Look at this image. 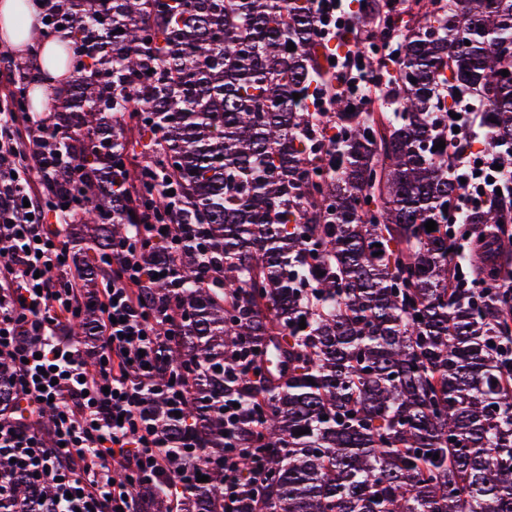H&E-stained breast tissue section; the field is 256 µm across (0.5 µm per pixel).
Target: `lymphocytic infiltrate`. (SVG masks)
I'll list each match as a JSON object with an SVG mask.
<instances>
[{
	"label": "lymphocytic infiltrate",
	"mask_w": 512,
	"mask_h": 512,
	"mask_svg": "<svg viewBox=\"0 0 512 512\" xmlns=\"http://www.w3.org/2000/svg\"><path fill=\"white\" fill-rule=\"evenodd\" d=\"M449 127L471 140L453 154V174L463 182L449 220L487 204L497 191L512 190V171L495 167L493 150L483 148V102L455 100ZM18 113H0V364L14 403L0 409V512L18 477H36L51 486L53 512H137L143 485L163 489L176 500L197 487L193 462L174 467L168 443L152 422L151 406H178L188 393L181 373L160 383L167 337L157 325L175 327L173 308L142 300L154 275L179 279L175 264L142 265L144 241L176 254L175 226L147 218L136 233L112 244L111 274L95 295L97 345L86 348L69 327L89 299L61 228L51 218L75 219L71 199L47 194L50 169L41 143L51 134V112L30 115V130L18 132ZM245 451H224V512H238L236 499L259 480L251 462L249 480L236 472Z\"/></svg>",
	"instance_id": "1"
}]
</instances>
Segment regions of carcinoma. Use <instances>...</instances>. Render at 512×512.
I'll use <instances>...</instances> for the list:
<instances>
[{"instance_id": "cac0c4a2", "label": "carcinoma", "mask_w": 512, "mask_h": 512, "mask_svg": "<svg viewBox=\"0 0 512 512\" xmlns=\"http://www.w3.org/2000/svg\"><path fill=\"white\" fill-rule=\"evenodd\" d=\"M361 2L352 20L375 22L386 51L353 100L329 91L310 0H54L49 32L76 49L45 146L77 149L50 195L92 189L67 225L79 288L96 294L141 212L183 231L180 288L143 294L180 312L157 381L179 369L195 387L181 416L159 402L153 418L209 480L191 510L148 489L145 512H224L226 448L268 460L240 512H512V293L495 288L512 280V197L463 214L492 260L455 283L444 208L461 189L433 150L450 89L480 97L492 144L512 147V0ZM139 147L156 160L114 170ZM206 262L221 268L208 288ZM96 319L88 305L71 331ZM226 399L243 404L234 422ZM51 502L21 476L9 509Z\"/></svg>"}]
</instances>
